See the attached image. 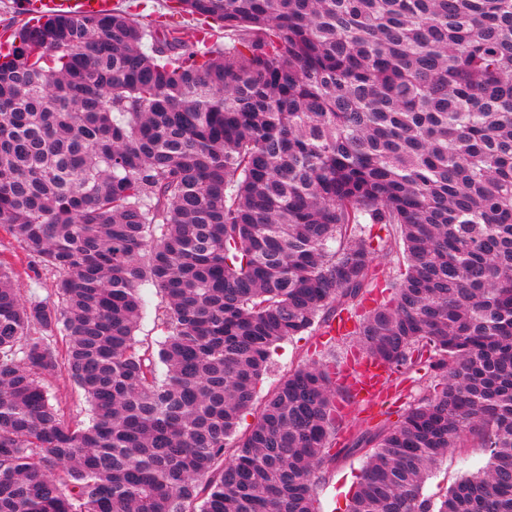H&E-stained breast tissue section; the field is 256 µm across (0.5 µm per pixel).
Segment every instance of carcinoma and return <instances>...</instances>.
Wrapping results in <instances>:
<instances>
[{"instance_id":"carcinoma-1","label":"carcinoma","mask_w":512,"mask_h":512,"mask_svg":"<svg viewBox=\"0 0 512 512\" xmlns=\"http://www.w3.org/2000/svg\"><path fill=\"white\" fill-rule=\"evenodd\" d=\"M163 10L6 25L0 226L53 292L0 260V512H318L352 452L348 512H512V0ZM349 321L431 385L338 448L330 366L256 397L278 344ZM470 438L486 467L425 496ZM145 314L137 331L136 339L144 344L158 343L164 337V331L158 320V314L163 310L162 297L157 288H143L142 291ZM48 384L51 393L65 408L67 413L75 419H84L85 408L87 405L81 395L77 393L74 386L69 382L63 373L48 378ZM364 465L359 455L340 456L329 478L318 488L321 512H346L348 500L355 489Z\"/></svg>"}]
</instances>
